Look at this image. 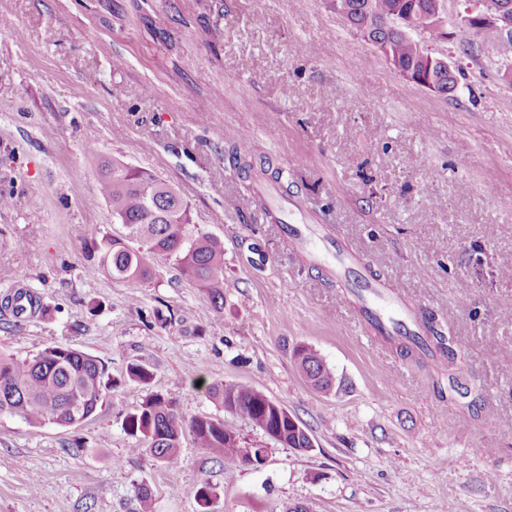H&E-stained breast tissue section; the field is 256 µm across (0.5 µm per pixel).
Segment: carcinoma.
I'll list each match as a JSON object with an SVG mask.
<instances>
[{"label":"carcinoma","mask_w":512,"mask_h":512,"mask_svg":"<svg viewBox=\"0 0 512 512\" xmlns=\"http://www.w3.org/2000/svg\"><path fill=\"white\" fill-rule=\"evenodd\" d=\"M435 0H337L335 14L384 56L393 60L394 68L405 79L420 85L432 83L449 93L455 78L448 77L438 62L430 60L423 42L412 37L417 28L428 37L440 39L445 31L429 24ZM472 36L497 48L500 70L512 72V33L499 29H475ZM230 164L241 175L255 181L270 178L288 182L284 170L268 160L255 161L232 147ZM99 197L109 207L114 221L124 232L105 235L95 247L98 266L108 276L124 281H144L152 274L155 256L175 259L182 274L192 281L213 307L224 308V243L200 234L189 235L192 223L188 201L176 187L155 174L129 166L117 159L101 160L97 165ZM137 241L140 250L131 246ZM29 299V312L44 314L48 308L30 291L9 294L0 308L22 319L17 301ZM381 337L403 357H426L447 375L438 393L448 402L460 406L471 417L479 416L480 394L462 370L464 349L458 337L445 328L427 310H419V332L407 336L385 332L370 321ZM294 359L312 387L326 390L332 373L318 354L305 345L294 350ZM128 379L140 386L151 383L149 366L138 363L127 368ZM117 386L108 365L95 356L62 345H49L36 354L19 359L0 350V415L18 418L32 426L46 423L76 428L95 416L106 395ZM206 392L224 412L259 428L276 442L298 451L314 447L304 424L288 409L253 387L241 383L215 382ZM131 438L147 445L145 451L153 461L171 466L178 462L181 439L192 435L196 444L223 462L224 471L232 474L243 466L260 462L263 449L245 445L224 425L211 416L186 417L176 402L162 391H148L141 402L129 411L122 422ZM200 512H211L216 494L207 483L192 486Z\"/></svg>","instance_id":"carcinoma-1"}]
</instances>
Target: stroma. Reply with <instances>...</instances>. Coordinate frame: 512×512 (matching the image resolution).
Returning <instances> with one entry per match:
<instances>
[{
  "label": "stroma",
  "instance_id": "obj_1",
  "mask_svg": "<svg viewBox=\"0 0 512 512\" xmlns=\"http://www.w3.org/2000/svg\"><path fill=\"white\" fill-rule=\"evenodd\" d=\"M428 41L454 65L440 94L403 78L325 0H0V296L48 316H0V349L51 344L146 363L186 416L218 417L268 449L235 473L185 438L176 465L134 453L122 426L145 389L118 387L78 429L0 416V512H512V82L495 48ZM273 159L294 183L229 163ZM152 171L189 201L191 234L224 243V309L157 259L111 279L89 245L120 232L96 156ZM300 201L364 267L458 336L479 417L441 399L431 361L401 356L338 302L330 259L302 269L268 209ZM334 375L319 392L295 347ZM244 383L311 428L300 452L224 410L211 382ZM24 295L29 299V312H35L38 310L42 315H44L48 311V307L42 306L40 301L36 299V297L30 293V291H18L13 294H9L5 296L1 302V309H3L4 313L9 312L13 317H15L18 321H21L24 316H22L23 308H21L16 302L19 298Z\"/></svg>",
  "mask_w": 512,
  "mask_h": 512
}]
</instances>
